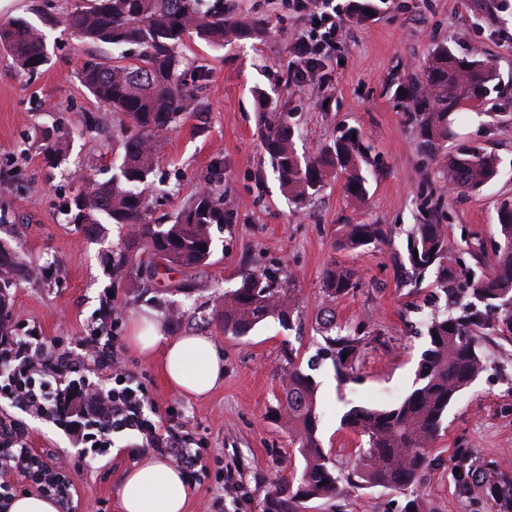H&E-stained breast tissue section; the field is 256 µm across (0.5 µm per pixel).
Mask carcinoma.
Returning a JSON list of instances; mask_svg holds the SVG:
<instances>
[{
  "label": "carcinoma",
  "mask_w": 512,
  "mask_h": 512,
  "mask_svg": "<svg viewBox=\"0 0 512 512\" xmlns=\"http://www.w3.org/2000/svg\"><path fill=\"white\" fill-rule=\"evenodd\" d=\"M348 11L361 20L376 12V4L353 0ZM63 24L84 39L137 49L135 63L87 62L78 71L81 85L122 117L124 154L112 164L109 182L74 196L66 204V214L75 224L106 220L125 230L116 265L121 273L154 281L173 269L207 264L212 225L231 223L224 194L208 185L167 223H151L146 189L156 163V143L192 102V91L180 73L185 40L196 36L216 47L233 48L265 36V21L226 13L224 0H78ZM0 45L27 73H37L48 62L44 31L25 18L0 25ZM496 79L495 69L479 54L459 57L447 45L437 47L424 81L410 89L421 109L415 120L422 147L429 152L442 148L461 101L483 98L495 88ZM258 119L264 154L295 206L306 205L338 173L350 198L365 201L366 147L356 129L340 128L317 153L306 155L295 147L299 129L288 113L261 112ZM500 173L498 157L480 147H462L448 163V183L460 193L476 192ZM496 215L498 240L492 252H469L474 264L485 268L478 277L470 276L471 267L448 238L445 225L417 224L408 234L400 284L418 290L431 274L435 288L415 385L388 407L347 404L340 427L360 438V448L357 461L346 471L335 467L317 436V382L312 371L317 361L329 359L339 384L356 381V362L374 330L368 318L354 326L337 322L336 304L355 294L360 281L342 265L327 268L323 292L331 307L319 323L324 345L305 366L290 345L280 367L283 395L275 417L288 428L303 464L280 480L266 512H302L309 500L339 499L355 489L376 487L403 494V512H434L416 488L433 464L432 448L444 430L448 410L489 366L482 339L493 335L512 342V203L501 202ZM384 239L379 224H341L337 247L356 251ZM19 272L13 254L0 249V310L9 304L6 288ZM295 285L291 272L284 276L277 270H244L239 285L222 297L218 319L224 333L243 337L270 318L292 328ZM448 472L459 496L480 488L492 512H512L511 469L480 460L471 448H456L448 457Z\"/></svg>",
  "instance_id": "cac0c4a2"
}]
</instances>
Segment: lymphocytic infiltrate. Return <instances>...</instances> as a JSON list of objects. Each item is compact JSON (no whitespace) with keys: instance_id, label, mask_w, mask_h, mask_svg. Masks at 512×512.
<instances>
[{"instance_id":"lymphocytic-infiltrate-1","label":"lymphocytic infiltrate","mask_w":512,"mask_h":512,"mask_svg":"<svg viewBox=\"0 0 512 512\" xmlns=\"http://www.w3.org/2000/svg\"><path fill=\"white\" fill-rule=\"evenodd\" d=\"M111 370L102 380L83 371L86 356ZM156 409L138 376L122 366L115 337L89 336L60 349L44 337L0 336V506L19 484L56 499L71 512V465L109 455L112 436L135 439L193 476L200 455L187 431L154 419ZM52 424L72 440L74 456L50 459L29 445L27 418Z\"/></svg>"}]
</instances>
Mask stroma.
Returning <instances> with one entry per match:
<instances>
[{
  "mask_svg": "<svg viewBox=\"0 0 512 512\" xmlns=\"http://www.w3.org/2000/svg\"><path fill=\"white\" fill-rule=\"evenodd\" d=\"M298 0H226L241 17L267 18L271 32L242 41L233 51L193 38L183 49V79L197 87L198 102L158 143L149 216L167 222L214 174H221L233 220L213 226L207 266L136 283L115 272L124 230L114 224L68 223L64 203L84 184L112 175L123 152L110 111L80 84L83 63L134 59L135 47L118 51L65 30L62 19L75 0H0V23L25 17L46 34L48 62L34 75L20 71L0 48V247L38 270L17 276L8 290L7 314L16 335L31 333L67 344L94 330L115 336L127 368L144 383L157 416L195 437L203 468L192 485L187 512H264L279 479L302 459L287 429L273 416L281 395L278 368L287 346L301 358L317 351V316L324 305L323 273L339 263L357 272L361 287L336 306L339 318L357 324L371 317L376 337L361 352L357 383L338 385L331 361L315 371L319 384L318 437L339 467L353 465L359 438L339 425L345 402L390 406L413 387L425 339L432 288L408 293L397 280L413 225L432 218L456 243L492 248L498 238L495 203L512 200V176L480 191H444L448 159L461 145L478 142L512 163V0H381L364 22L346 18L314 74L296 57V38H316L313 5ZM447 43L456 54L478 51L496 67L499 83L488 97L460 106L446 146L428 154L407 117L411 101L398 95L418 79L433 48ZM274 112L289 113L303 131L301 152L317 151L343 125L357 128L371 147L368 200L356 205L343 178L329 180L310 205L297 208L280 189L258 136L256 91ZM73 129L55 161L42 151L39 133ZM81 169L87 183L71 181ZM380 224L386 242L358 251L336 247L342 224ZM278 268L297 274L299 326L270 320L249 336L225 334L216 310L225 290L245 269ZM180 307L179 322L165 320ZM163 320L165 338L206 336L224 353V381L201 399L186 397L166 381L162 349L143 356L127 342L132 315ZM492 366L452 405L446 429L433 447L435 461L418 488L436 512H489L482 491L459 497L448 477L453 448L474 449L484 460L512 469V343L494 336L482 343ZM127 439L118 435L104 466L71 473L74 512H119L118 491L134 466ZM403 494L364 489L338 500L314 499L305 512H401Z\"/></svg>",
  "mask_w": 512,
  "mask_h": 512,
  "instance_id": "obj_1",
  "label": "stroma"
}]
</instances>
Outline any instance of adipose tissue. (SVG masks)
Segmentation results:
<instances>
[{"instance_id": "1", "label": "adipose tissue", "mask_w": 512, "mask_h": 512, "mask_svg": "<svg viewBox=\"0 0 512 512\" xmlns=\"http://www.w3.org/2000/svg\"><path fill=\"white\" fill-rule=\"evenodd\" d=\"M162 339L159 326L148 328L143 318L132 317L128 338L132 349L147 353ZM166 342L162 371L180 393L202 397L223 381L224 358L211 339L180 336ZM190 494L186 477L177 467L168 459L146 454L124 477L121 512H185Z\"/></svg>"}]
</instances>
